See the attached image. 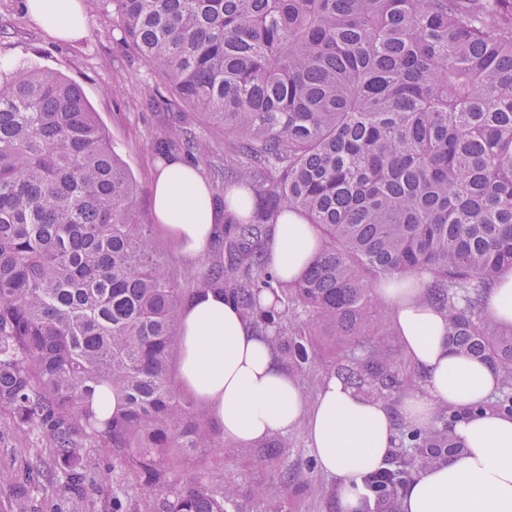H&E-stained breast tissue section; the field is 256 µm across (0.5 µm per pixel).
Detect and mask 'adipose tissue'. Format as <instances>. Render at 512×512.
Here are the masks:
<instances>
[{
    "instance_id": "1",
    "label": "adipose tissue",
    "mask_w": 512,
    "mask_h": 512,
    "mask_svg": "<svg viewBox=\"0 0 512 512\" xmlns=\"http://www.w3.org/2000/svg\"><path fill=\"white\" fill-rule=\"evenodd\" d=\"M25 8L57 40L76 42L86 34L85 0H26ZM212 195L193 166L177 158L159 165L151 187L153 213L185 255L198 257L210 247L219 218ZM320 247L314 226L285 212L268 246L269 265L280 280L292 281ZM377 293L391 307L403 353L423 383L400 410L337 375L323 382L315 400H307L268 337L210 290L181 310L180 386L229 443L250 445L304 429L319 468L336 479L340 512L373 508L364 479L393 452L396 418L431 425L440 407L453 406L460 416L452 430L464 450L407 483L400 494L402 512H512V417L477 410L499 386V374L449 350L446 318L423 302L421 279L400 276Z\"/></svg>"
}]
</instances>
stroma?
I'll use <instances>...</instances> for the list:
<instances>
[{
  "instance_id": "stroma-1",
  "label": "stroma",
  "mask_w": 512,
  "mask_h": 512,
  "mask_svg": "<svg viewBox=\"0 0 512 512\" xmlns=\"http://www.w3.org/2000/svg\"><path fill=\"white\" fill-rule=\"evenodd\" d=\"M25 0H0V70L9 72L22 63L58 71L76 82L93 110L107 127L135 186V206L142 223L151 225L157 252L166 259L180 287L190 288L194 279L224 258L222 246L212 245L197 258L180 253L167 233L155 223L151 184L161 162L157 142L173 130L188 131L206 142L208 160L198 168L213 192H220L217 173L224 167L230 140L222 130L210 127L200 113L172 102L161 77L151 70L112 26V8L91 13L89 32L76 44L46 36L24 10ZM212 447L196 449L172 478L179 490L193 478L223 474L237 489L238 512H264L256 489L283 500L286 512H338L336 481L314 466V457L303 431L287 434L288 446L270 461L260 462L259 445L239 446L225 442L212 430ZM51 459L34 436L13 432L0 438V512H12L19 493H26L29 512H108L110 500L93 489L77 494L45 492L42 477L33 470L35 456Z\"/></svg>"
}]
</instances>
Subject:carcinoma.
<instances>
[{"instance_id": "1", "label": "carcinoma", "mask_w": 512, "mask_h": 512, "mask_svg": "<svg viewBox=\"0 0 512 512\" xmlns=\"http://www.w3.org/2000/svg\"><path fill=\"white\" fill-rule=\"evenodd\" d=\"M112 4L121 37L176 102L233 138L230 165L258 198L224 225L221 290L281 359L334 372L388 400L402 355L373 281L423 274L448 346L501 376L485 408L512 416V324L483 298L512 270V0H87ZM136 187L81 88L20 65L0 72V436L52 449L43 490H79L87 449L145 489L134 512H231V488L157 489L197 448L202 412L173 387L169 356L186 296L155 252ZM291 209L320 251L279 282L266 245ZM117 397L101 419L96 391ZM440 426L401 423L380 495L400 512L411 472L463 448Z\"/></svg>"}]
</instances>
